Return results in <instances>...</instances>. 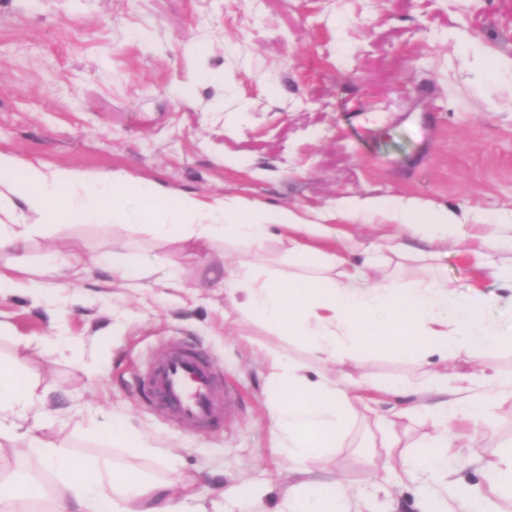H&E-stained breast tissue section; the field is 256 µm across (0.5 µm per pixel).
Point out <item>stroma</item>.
<instances>
[{"label":"stroma","mask_w":512,"mask_h":512,"mask_svg":"<svg viewBox=\"0 0 512 512\" xmlns=\"http://www.w3.org/2000/svg\"><path fill=\"white\" fill-rule=\"evenodd\" d=\"M512 0H0V150L48 168L121 171L170 195L238 196L311 215L377 199L445 206L487 223L493 247L474 261L465 245L422 260L382 250L400 282L444 279L479 295L486 321L512 336V290L496 277L512 263ZM327 252L362 251L380 231L342 221ZM126 252L144 287L100 266ZM70 257L43 272L46 253ZM29 268L45 290L0 294V358L42 397V434L81 458L133 467L162 482L196 476L203 506L218 483L265 485L264 512L288 486L270 433L267 359L288 356L311 377L324 367L300 344L233 307L209 277L244 264L293 271L276 235L261 249L160 240L147 226L61 224L31 238ZM176 337L223 367L236 397L219 435H190L151 412L133 372ZM484 365L512 378V346L419 366L370 352L339 370L383 384ZM352 416L340 447L311 459L315 475L357 486L366 460L394 466L435 434L424 417L380 428L377 414L414 402L377 395ZM119 414L153 448L148 456L89 434ZM448 478L483 487V469L512 447V391L493 410L457 422Z\"/></svg>","instance_id":"35a3bbf8"}]
</instances>
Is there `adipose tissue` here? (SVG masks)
<instances>
[{"instance_id":"obj_1","label":"adipose tissue","mask_w":512,"mask_h":512,"mask_svg":"<svg viewBox=\"0 0 512 512\" xmlns=\"http://www.w3.org/2000/svg\"><path fill=\"white\" fill-rule=\"evenodd\" d=\"M24 201L37 215L33 224H0V251L22 243L58 223L96 220L148 226L161 239L222 240L249 248L261 246L266 231H281L279 242L297 270L263 277L244 267L224 270V292L237 306L255 315L277 335L303 345L323 364L357 360L371 351L391 350L419 361L447 359L460 351L486 352L502 345L499 333L484 320L479 296H452L448 284L422 279L399 284L383 276L368 259L356 264L319 250L336 239L327 217L306 219L287 208H266L235 196L208 199L193 195L166 198L154 184L114 172L100 178L74 168H47L20 162L0 151V197ZM369 214L391 228L439 246L459 238L457 216L445 208H423L411 202L380 200ZM501 381L491 370L480 377L455 380L436 373L423 389L451 390L450 401L419 402L393 409V417L420 414L432 420L438 434L424 449L404 457L399 468L370 465L366 488L338 480L317 479L304 464L336 447L346 434L356 407L368 406L371 381L348 375L339 381L312 379L288 357L273 356L268 374L271 434L283 465L293 475L279 512H362L369 489L399 485L423 476L439 482L448 471V432L459 418H475L492 407ZM39 395L13 363L0 361V439L17 436L18 418L30 417L31 430L43 429L34 408ZM26 453L44 462L54 478L52 489L41 480L0 478V512H33L36 503L53 496V512H197L191 479L181 475L153 483L139 472L98 460H81L51 440L28 444Z\"/></svg>"}]
</instances>
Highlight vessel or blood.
<instances>
[{
  "instance_id": "1",
  "label": "vessel or blood",
  "mask_w": 512,
  "mask_h": 512,
  "mask_svg": "<svg viewBox=\"0 0 512 512\" xmlns=\"http://www.w3.org/2000/svg\"><path fill=\"white\" fill-rule=\"evenodd\" d=\"M133 380L154 413L174 420L187 433L223 430L231 395L224 390L219 364L203 347L173 340L162 356L141 366Z\"/></svg>"
}]
</instances>
